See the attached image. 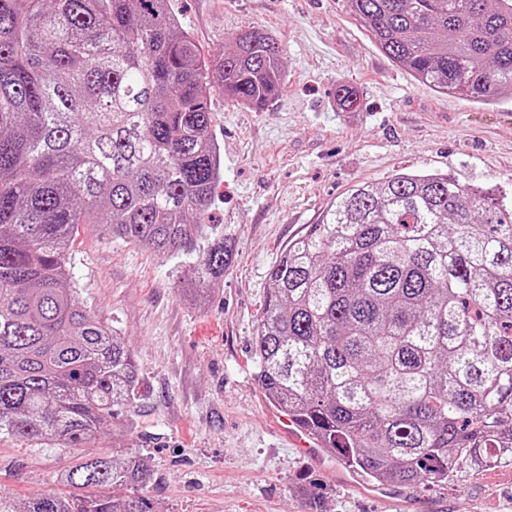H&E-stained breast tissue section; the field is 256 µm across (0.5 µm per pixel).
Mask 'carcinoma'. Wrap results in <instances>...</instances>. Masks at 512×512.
I'll return each instance as SVG.
<instances>
[{
  "instance_id": "cac0c4a2",
  "label": "carcinoma",
  "mask_w": 512,
  "mask_h": 512,
  "mask_svg": "<svg viewBox=\"0 0 512 512\" xmlns=\"http://www.w3.org/2000/svg\"><path fill=\"white\" fill-rule=\"evenodd\" d=\"M417 81L477 103L512 97V0H350ZM282 44L244 28L210 61L169 0H0V433L80 448L134 407L112 325L69 286L74 230L175 256L194 303L234 252L208 223L223 165L217 88L261 109ZM357 107L359 93L336 87ZM251 359L270 402L366 480L445 483L512 464V204L450 177L398 173L337 197L269 271ZM141 457L88 455L12 512H146Z\"/></svg>"
}]
</instances>
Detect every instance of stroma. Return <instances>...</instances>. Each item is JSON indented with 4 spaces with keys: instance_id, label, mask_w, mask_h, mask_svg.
I'll return each mask as SVG.
<instances>
[{
    "instance_id": "35a3bbf8",
    "label": "stroma",
    "mask_w": 512,
    "mask_h": 512,
    "mask_svg": "<svg viewBox=\"0 0 512 512\" xmlns=\"http://www.w3.org/2000/svg\"><path fill=\"white\" fill-rule=\"evenodd\" d=\"M204 57L256 27L284 48L286 88L256 110L215 91L212 134L224 173L209 221L235 240V259L205 304L176 283L198 248L174 257L83 226L72 287L112 323L136 361L139 400L88 450L144 458L148 512H512V465L462 467L412 489L357 483L336 456L298 446L288 417L256 377L250 347L269 269L288 241L336 197L400 172L448 175L512 198V99L481 104L416 81L371 43L348 0H171ZM360 106L340 109L336 88ZM74 454L0 434V499L58 490Z\"/></svg>"
}]
</instances>
